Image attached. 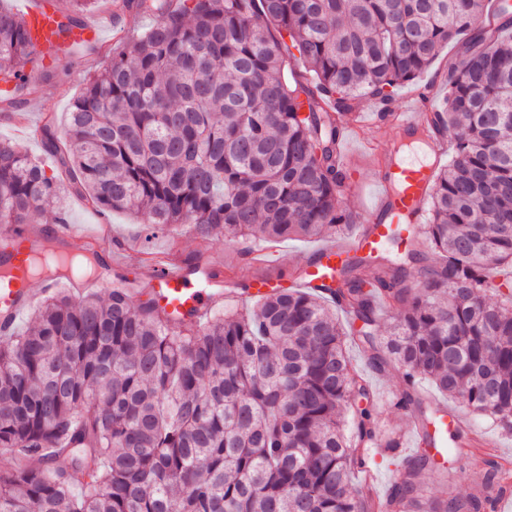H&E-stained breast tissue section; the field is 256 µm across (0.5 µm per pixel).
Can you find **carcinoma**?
<instances>
[{
  "label": "carcinoma",
  "instance_id": "cac0c4a2",
  "mask_svg": "<svg viewBox=\"0 0 512 512\" xmlns=\"http://www.w3.org/2000/svg\"><path fill=\"white\" fill-rule=\"evenodd\" d=\"M99 0H54L65 29ZM156 23L117 44L74 98L63 133L46 116L55 173L0 139V222L32 223L69 193L105 214L281 241L349 231L340 133L371 98L389 116L397 90L450 43L446 105L427 132L448 137L426 223L390 259L354 254L336 287L280 288L251 307L176 325L126 288L103 300L62 288L0 342V512H495L507 490L491 463L481 490L424 496L436 471L419 448L385 502L352 473L382 438L377 400L345 353L377 372L396 363L395 406L421 422L440 409L417 385L512 431V10L488 0H108ZM298 52L310 76L289 67ZM24 18L0 7V75L36 60ZM0 93L17 112L40 93ZM429 243L430 251L421 249ZM32 279L72 270L48 246ZM420 263V286L409 281ZM361 323L348 336L331 306ZM392 332L378 348L381 309ZM366 406L352 425L354 395ZM68 460L64 467L53 462Z\"/></svg>",
  "mask_w": 512,
  "mask_h": 512
}]
</instances>
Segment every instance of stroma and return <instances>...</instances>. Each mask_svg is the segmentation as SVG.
Here are the masks:
<instances>
[{
    "mask_svg": "<svg viewBox=\"0 0 512 512\" xmlns=\"http://www.w3.org/2000/svg\"><path fill=\"white\" fill-rule=\"evenodd\" d=\"M114 44L112 32L107 31L93 48L79 54L78 58L63 60L47 68L37 62L28 65L27 71L31 74L41 73L45 69L51 72L50 80L44 81L42 85L40 100L32 103L28 110L33 132L27 136L22 135L12 120L0 112V136L22 140L32 158L44 165L45 169H52L53 160L42 149L38 127L48 112L53 113L56 127H64L73 99L83 89L86 78L102 65L105 53ZM457 59L455 47L443 48L426 73L400 89L397 106H404L408 99L417 95L427 99L431 106H438L443 98L438 87L449 63ZM359 113L363 120L362 128H347L342 144L345 159L359 163L358 168L347 172L350 188L344 195L345 204L358 214L372 206L376 194L372 182L374 171L361 165V158L368 152L385 154L399 138L392 122L378 117L373 100L362 99ZM65 212L70 222L79 226L99 223L111 225L113 242L126 245V263L122 267H112L104 272L109 282L126 280L138 288H151L149 258L153 255L177 254L186 262L197 260L204 264L220 265L225 278L230 281L223 297L215 303L216 308L221 310L240 304L241 300L246 299L249 283L254 278L274 276L280 279L283 287L292 286L298 270L311 260L319 245L315 239L281 241L277 244L274 258L263 265L253 266L245 258L246 250L253 246L249 240L229 244L220 235L202 240L194 235L187 224L163 230L155 229L140 223L127 212L100 214L76 198L68 200ZM369 378L379 400L380 425L395 432L400 446L395 454V462H377L373 465L377 476L373 493L382 497L388 493L395 480L396 461L412 455L416 449L414 421L393 406L395 396L404 387V381L397 369L382 373L373 371ZM418 390L428 402L447 407L462 417L463 423L456 429L460 442H467L474 434L483 442L481 448L472 452L466 464L453 465L449 475L429 474L425 480L427 495L438 496L449 490L466 495L477 490L486 471V462L490 459L502 469L512 472V431L501 428L492 418L469 413L461 399L440 394L429 382H421Z\"/></svg>",
    "mask_w": 512,
    "mask_h": 512,
    "instance_id": "stroma-1",
    "label": "stroma"
}]
</instances>
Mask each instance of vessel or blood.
<instances>
[{
    "instance_id": "vessel-or-blood-1",
    "label": "vessel or blood",
    "mask_w": 512,
    "mask_h": 512,
    "mask_svg": "<svg viewBox=\"0 0 512 512\" xmlns=\"http://www.w3.org/2000/svg\"><path fill=\"white\" fill-rule=\"evenodd\" d=\"M27 29L41 53L43 63H54L69 51L98 40L99 27L94 23L71 26L60 33L58 16L46 0H32L25 13ZM426 104L408 102L397 114V128L403 139H421ZM430 163L405 162L388 154L374 174L379 189L376 204L364 218L365 232L356 242H330L320 247L311 262L301 270V285L315 289L334 285L342 262L355 252L380 253L388 245L394 230H401L403 240L413 238L424 220V206L437 164L448 153L446 140L433 136L425 139ZM77 228L67 219L56 218L35 232L21 224H1L0 237L18 243V250L0 251V274L10 273L9 286L0 289V334H10L21 313L33 302L34 294L27 282L23 256L45 250L47 244L62 248L74 238ZM153 288L158 305L173 319L201 317L218 297L223 282L220 268L201 266L190 274L176 260L156 263L152 268Z\"/></svg>"
}]
</instances>
